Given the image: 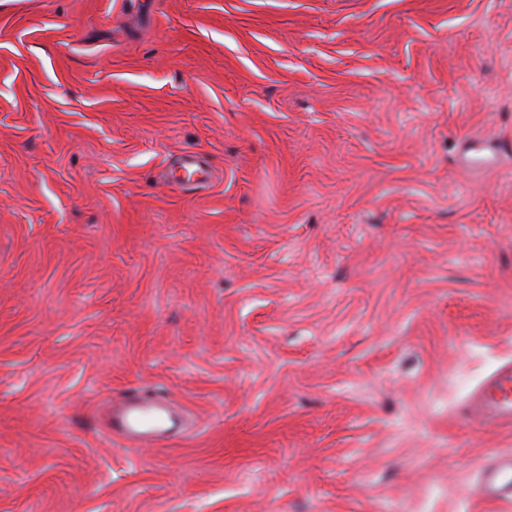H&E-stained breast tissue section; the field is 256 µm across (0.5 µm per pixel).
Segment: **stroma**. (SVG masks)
Returning <instances> with one entry per match:
<instances>
[{"instance_id":"35a3bbf8","label":"stroma","mask_w":512,"mask_h":512,"mask_svg":"<svg viewBox=\"0 0 512 512\" xmlns=\"http://www.w3.org/2000/svg\"><path fill=\"white\" fill-rule=\"evenodd\" d=\"M508 362L512 0H0V512H474ZM482 421L512 423V365L507 363L493 373L478 390L471 409ZM164 403L161 397L147 399L128 392L120 405H112L109 413L103 415V427L113 436L136 441H156L165 433Z\"/></svg>"}]
</instances>
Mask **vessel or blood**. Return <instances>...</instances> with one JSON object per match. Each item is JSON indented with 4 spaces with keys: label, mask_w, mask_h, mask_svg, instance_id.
I'll return each mask as SVG.
<instances>
[{
    "label": "vessel or blood",
    "mask_w": 512,
    "mask_h": 512,
    "mask_svg": "<svg viewBox=\"0 0 512 512\" xmlns=\"http://www.w3.org/2000/svg\"><path fill=\"white\" fill-rule=\"evenodd\" d=\"M482 421L512 423V365L501 366L478 390L471 409ZM166 408L160 397L144 398L130 392L121 404L113 405L103 415L104 429L111 435L136 441H155L165 433ZM483 490L480 499L486 504L512 502V454L484 461Z\"/></svg>",
    "instance_id": "obj_1"
}]
</instances>
